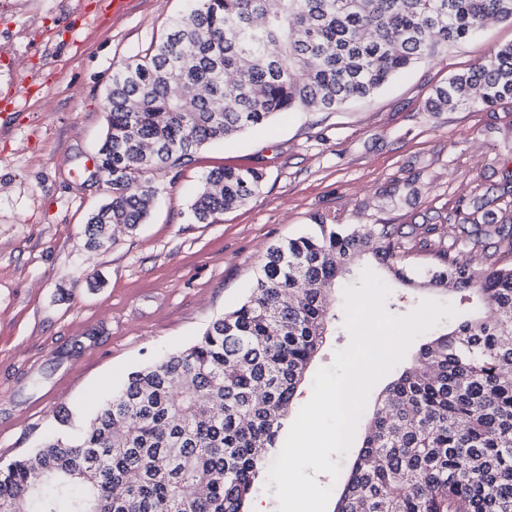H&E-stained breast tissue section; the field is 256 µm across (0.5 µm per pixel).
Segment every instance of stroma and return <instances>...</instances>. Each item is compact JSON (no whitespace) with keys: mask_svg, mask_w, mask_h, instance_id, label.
<instances>
[{"mask_svg":"<svg viewBox=\"0 0 512 512\" xmlns=\"http://www.w3.org/2000/svg\"><path fill=\"white\" fill-rule=\"evenodd\" d=\"M189 0H0V448H36L59 410L89 414L128 375L189 346L249 293L274 243L318 214L339 223L433 224V246L468 240L483 211L512 215V99L428 111L436 87L512 44V20L416 65L335 112H284L149 173L158 193L136 231L108 250L85 245L107 193L93 171L112 73L141 58ZM265 177L246 205L214 223L188 210L222 168ZM468 224H461V217Z\"/></svg>","mask_w":512,"mask_h":512,"instance_id":"1","label":"stroma"}]
</instances>
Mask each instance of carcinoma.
<instances>
[{"instance_id":"carcinoma-1","label":"carcinoma","mask_w":512,"mask_h":512,"mask_svg":"<svg viewBox=\"0 0 512 512\" xmlns=\"http://www.w3.org/2000/svg\"><path fill=\"white\" fill-rule=\"evenodd\" d=\"M512 0H190L146 55L112 74L97 168L108 200L86 244L144 223L156 189L144 174L175 168L204 144L279 112L334 111L469 39ZM200 92L183 93L185 88ZM512 98V44L435 89L430 111ZM254 169L203 180L189 218L211 224L261 186ZM437 227H353L321 214L316 231L274 244L250 294L186 349L129 374L83 426L0 461V512H246L289 408L330 323L331 292L371 260L401 286L481 296L494 311L424 343L372 410L335 512H512V218L484 230L483 268L462 250H413Z\"/></svg>"}]
</instances>
